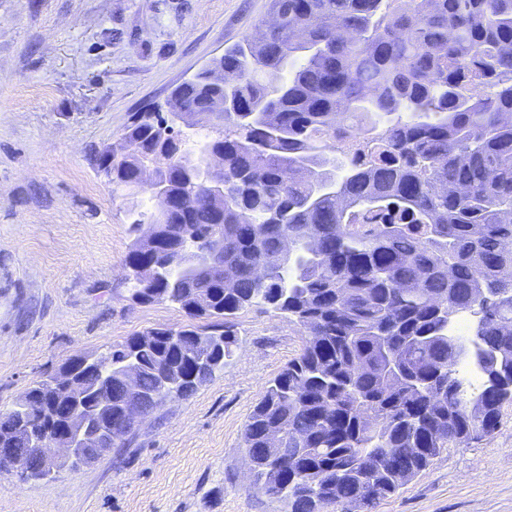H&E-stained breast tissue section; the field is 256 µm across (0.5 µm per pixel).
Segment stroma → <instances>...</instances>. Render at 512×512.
<instances>
[{"label":"stroma","mask_w":512,"mask_h":512,"mask_svg":"<svg viewBox=\"0 0 512 512\" xmlns=\"http://www.w3.org/2000/svg\"><path fill=\"white\" fill-rule=\"evenodd\" d=\"M272 16L271 0H0V410L69 358L187 323L132 300L134 198L96 157ZM235 330L224 369L129 445L41 479L0 470V512H283L254 484L243 434L305 333L258 307ZM371 512H512V402Z\"/></svg>","instance_id":"obj_1"}]
</instances>
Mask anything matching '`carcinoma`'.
Here are the masks:
<instances>
[{"label":"carcinoma","mask_w":512,"mask_h":512,"mask_svg":"<svg viewBox=\"0 0 512 512\" xmlns=\"http://www.w3.org/2000/svg\"><path fill=\"white\" fill-rule=\"evenodd\" d=\"M275 26L224 52V86L208 71L178 86L168 111L224 139H162L168 115L138 113L103 151L112 183L147 192L152 165L185 208L151 213L156 245L137 233L125 263L132 300L169 302L189 323L107 349L112 388L86 410L131 442L120 375L157 411L166 378L185 397L234 357L231 318L253 306L295 319L306 339L245 426L256 482L286 512L373 506L424 472L450 444L491 434L501 407L490 379L512 383V0H273ZM224 98V112L212 103ZM224 151V200L192 190L203 148ZM336 179L337 193L317 187ZM296 248L285 255L282 240ZM234 272L202 269L196 249ZM268 268L256 279L254 269ZM495 302L476 343L449 321ZM210 324L197 326L196 319ZM196 379L178 380L188 354ZM25 412L34 435L59 427L52 380ZM270 430L285 461L267 447Z\"/></svg>","instance_id":"carcinoma-1"}]
</instances>
